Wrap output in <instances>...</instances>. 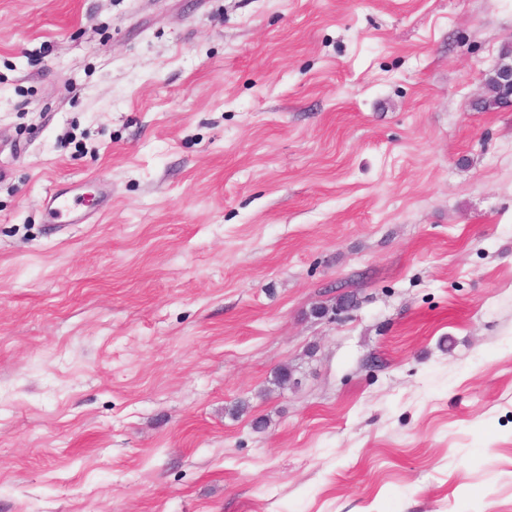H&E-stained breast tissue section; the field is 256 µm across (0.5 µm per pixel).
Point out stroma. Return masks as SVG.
Returning <instances> with one entry per match:
<instances>
[{
  "label": "stroma",
  "mask_w": 512,
  "mask_h": 512,
  "mask_svg": "<svg viewBox=\"0 0 512 512\" xmlns=\"http://www.w3.org/2000/svg\"><path fill=\"white\" fill-rule=\"evenodd\" d=\"M510 54L512 0H0V512H512ZM493 73L489 78V84L495 88L498 103H501L502 100H511L512 64L499 62L495 66ZM45 201L52 224H84L77 211L70 206L66 193H51Z\"/></svg>",
  "instance_id": "stroma-1"
}]
</instances>
